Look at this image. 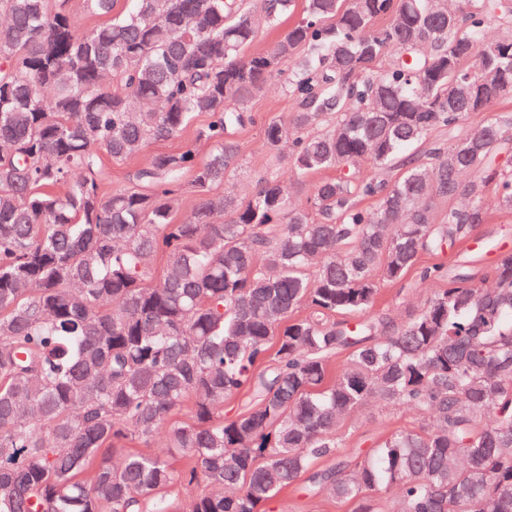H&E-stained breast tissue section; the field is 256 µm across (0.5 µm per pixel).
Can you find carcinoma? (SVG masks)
<instances>
[{
    "mask_svg": "<svg viewBox=\"0 0 512 512\" xmlns=\"http://www.w3.org/2000/svg\"><path fill=\"white\" fill-rule=\"evenodd\" d=\"M125 2L83 0L104 21L80 30L69 0H0V512H167L175 457L187 512H266L302 479L353 512H512V254L491 288L461 275L401 324L372 314L380 282L487 223L488 188L512 212V174L492 162L512 115L429 167L406 157L512 92V41L485 37L512 0H306L256 54L260 23L294 0ZM271 79L295 102L296 182L338 172L306 206L273 177L218 192L241 154L230 130ZM198 113L204 160L156 153L103 192V156L174 139ZM264 140L280 149L281 121ZM367 160L401 172L358 175ZM188 170L199 202L177 222ZM460 194L470 204L437 223L434 200ZM369 398L431 424L348 460L339 424ZM158 437L163 452L127 450ZM289 21H285L278 28L262 25L256 40L248 47L247 53H256L267 50L275 40L288 28Z\"/></svg>",
    "mask_w": 512,
    "mask_h": 512,
    "instance_id": "cac0c4a2",
    "label": "carcinoma"
}]
</instances>
